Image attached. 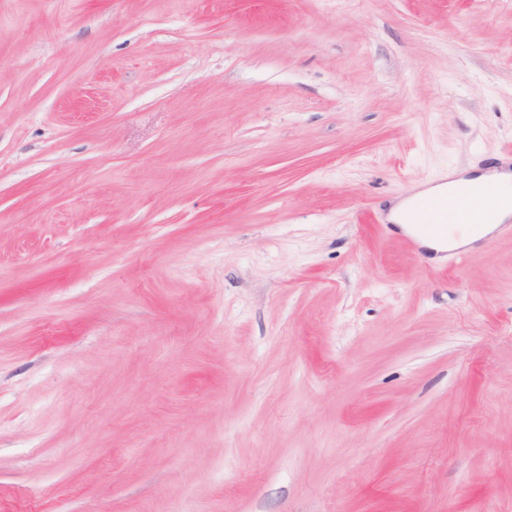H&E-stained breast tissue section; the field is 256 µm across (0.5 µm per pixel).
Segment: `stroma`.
Wrapping results in <instances>:
<instances>
[{
  "label": "stroma",
  "instance_id": "35a3bbf8",
  "mask_svg": "<svg viewBox=\"0 0 512 512\" xmlns=\"http://www.w3.org/2000/svg\"><path fill=\"white\" fill-rule=\"evenodd\" d=\"M512 0H0V512H512ZM487 179H494L499 184L503 196L506 198L497 209L495 220L497 223H502L512 216V183L511 176L503 172H495L490 177L477 176L471 180H457L447 184H440L432 186L427 189L419 190L409 197H407L393 212L392 219L398 222L402 228L412 236H418L421 243L434 251H445L448 249L458 248L470 244L471 242L482 238L488 233L492 232L497 225L485 224L478 222V227L475 233H469L463 237L455 239H446L433 236L417 235L415 232L414 220L417 211L424 203V200H440L448 198V188L453 183L464 184H479ZM497 185L493 182L483 183L474 188L468 186H459L455 189L456 193L462 197H468V206L455 214L451 220H448V212L442 209H428L422 211L421 215V230L423 232L442 230L450 224H472L474 219L483 214L487 208L488 201L496 196L499 192Z\"/></svg>",
  "mask_w": 512,
  "mask_h": 512
}]
</instances>
